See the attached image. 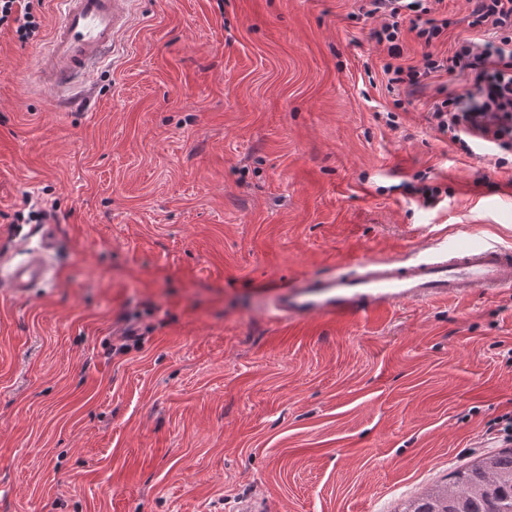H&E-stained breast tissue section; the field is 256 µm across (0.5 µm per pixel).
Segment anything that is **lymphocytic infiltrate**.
Segmentation results:
<instances>
[{
	"label": "lymphocytic infiltrate",
	"instance_id": "lymphocytic-infiltrate-1",
	"mask_svg": "<svg viewBox=\"0 0 512 512\" xmlns=\"http://www.w3.org/2000/svg\"><path fill=\"white\" fill-rule=\"evenodd\" d=\"M34 0H0V27L14 28L26 41L41 21ZM440 0H366L368 17L381 18L372 36L386 47L383 66L388 88L417 90L440 75L464 77L462 88L441 86L427 121L452 142L475 143L492 151H512V0H473V26L480 38L458 41L452 54L442 55L436 42L449 26L437 6ZM414 33L423 49L419 64L403 65L402 32Z\"/></svg>",
	"mask_w": 512,
	"mask_h": 512
}]
</instances>
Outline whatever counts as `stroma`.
<instances>
[{
	"mask_svg": "<svg viewBox=\"0 0 512 512\" xmlns=\"http://www.w3.org/2000/svg\"><path fill=\"white\" fill-rule=\"evenodd\" d=\"M361 0H134L92 88L0 30V512H401L512 411V291L340 328L269 292L360 255L512 247V156L388 92ZM438 49L476 37L443 0ZM438 188L423 205L409 186ZM54 277L22 296L13 266Z\"/></svg>",
	"mask_w": 512,
	"mask_h": 512,
	"instance_id": "stroma-1",
	"label": "stroma"
}]
</instances>
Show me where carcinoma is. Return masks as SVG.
Returning <instances> with one entry per match:
<instances>
[{"instance_id":"carcinoma-1","label":"carcinoma","mask_w":512,"mask_h":512,"mask_svg":"<svg viewBox=\"0 0 512 512\" xmlns=\"http://www.w3.org/2000/svg\"><path fill=\"white\" fill-rule=\"evenodd\" d=\"M402 512H512V449L453 473V481L409 502Z\"/></svg>"}]
</instances>
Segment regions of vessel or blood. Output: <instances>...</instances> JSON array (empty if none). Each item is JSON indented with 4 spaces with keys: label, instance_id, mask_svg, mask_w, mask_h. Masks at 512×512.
I'll return each instance as SVG.
<instances>
[{
    "label": "vessel or blood",
    "instance_id": "b4317fda",
    "mask_svg": "<svg viewBox=\"0 0 512 512\" xmlns=\"http://www.w3.org/2000/svg\"><path fill=\"white\" fill-rule=\"evenodd\" d=\"M60 12L37 73L46 88L93 81L97 68L134 20L129 0H58ZM44 261L16 266L8 277L21 295L47 277ZM512 288V249L486 241L461 253L438 251L424 261L363 257L345 274L303 275L276 300V319L295 324L326 318L351 323L362 313H381L409 303L466 298L477 290Z\"/></svg>",
    "mask_w": 512,
    "mask_h": 512
}]
</instances>
